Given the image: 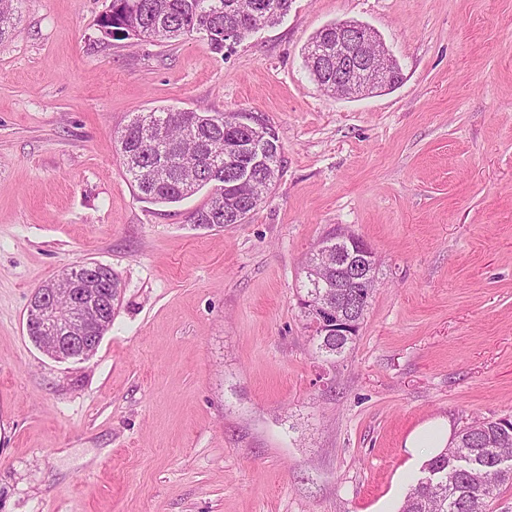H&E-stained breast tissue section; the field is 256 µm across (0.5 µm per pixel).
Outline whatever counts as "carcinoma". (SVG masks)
Wrapping results in <instances>:
<instances>
[{
  "label": "carcinoma",
  "instance_id": "cac0c4a2",
  "mask_svg": "<svg viewBox=\"0 0 512 512\" xmlns=\"http://www.w3.org/2000/svg\"><path fill=\"white\" fill-rule=\"evenodd\" d=\"M20 0H0V44L16 30ZM292 0H111L100 27L109 36L150 38L173 42L200 29L217 51L227 39L236 43L260 26L275 24L287 14ZM323 47L336 52V24L331 23L311 38L305 48L308 69L311 50ZM126 168L142 198L152 203H178L207 185L209 202L190 216L192 223L208 228L239 224L260 205L276 179L280 146L276 134L237 127L225 114L205 110L162 109L142 112L117 136ZM262 161L251 178L242 183L236 173L238 158L253 148ZM355 235L332 232L306 257L302 271L307 297L336 298V280L323 282L314 268L322 261L349 264L354 257ZM319 352L344 355L352 336H327L315 329ZM512 460V419L478 422L464 428L447 448L426 466H439L446 474L442 484L421 481L406 493L400 512H489L503 486L512 487V469L500 468Z\"/></svg>",
  "mask_w": 512,
  "mask_h": 512
}]
</instances>
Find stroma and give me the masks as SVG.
<instances>
[{
    "label": "stroma",
    "mask_w": 512,
    "mask_h": 512,
    "mask_svg": "<svg viewBox=\"0 0 512 512\" xmlns=\"http://www.w3.org/2000/svg\"><path fill=\"white\" fill-rule=\"evenodd\" d=\"M110 0H22L0 44V512H399L418 426L512 417V0H292L218 52L106 36ZM374 31L402 81L326 94L323 26ZM247 112L281 145L243 223L141 199L116 136L159 108ZM376 252L351 349L316 350L305 256ZM108 266L98 349L59 361L32 294Z\"/></svg>",
    "instance_id": "1"
}]
</instances>
